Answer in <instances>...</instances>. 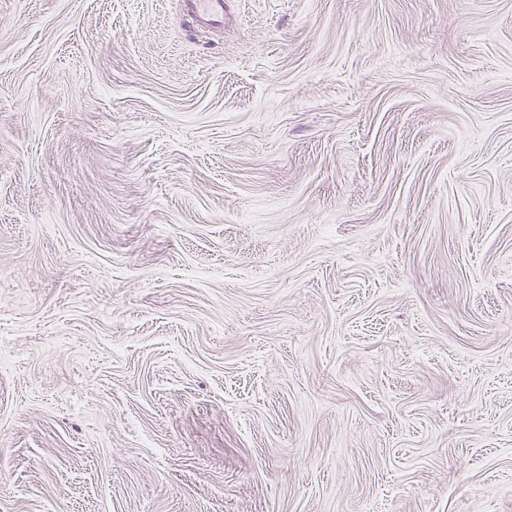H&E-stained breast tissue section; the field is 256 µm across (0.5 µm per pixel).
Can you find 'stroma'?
<instances>
[{
    "label": "stroma",
    "instance_id": "stroma-1",
    "mask_svg": "<svg viewBox=\"0 0 512 512\" xmlns=\"http://www.w3.org/2000/svg\"><path fill=\"white\" fill-rule=\"evenodd\" d=\"M0 512H512V0H0ZM193 10L205 24H217L224 20L223 0H193Z\"/></svg>",
    "mask_w": 512,
    "mask_h": 512
}]
</instances>
